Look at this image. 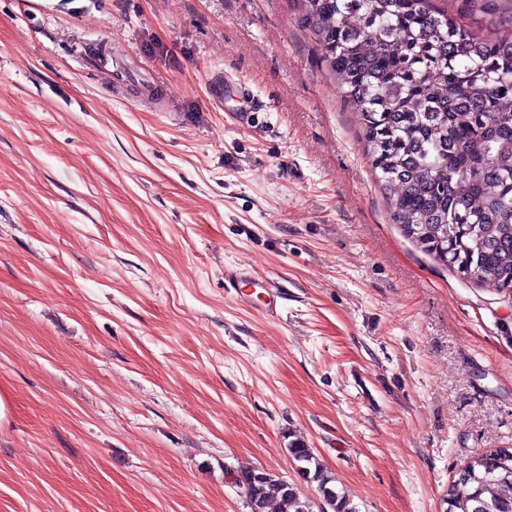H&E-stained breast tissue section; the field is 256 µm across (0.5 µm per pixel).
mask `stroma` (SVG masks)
<instances>
[{
  "instance_id": "35a3bbf8",
  "label": "stroma",
  "mask_w": 512,
  "mask_h": 512,
  "mask_svg": "<svg viewBox=\"0 0 512 512\" xmlns=\"http://www.w3.org/2000/svg\"><path fill=\"white\" fill-rule=\"evenodd\" d=\"M0 394V512L318 500L292 439L357 512H445L512 447V300L392 224L289 0H0ZM225 282L227 288H233L236 292L245 287L263 289L268 297L271 298L268 303L267 312H270L272 315L276 313V301H274V298L277 297L275 294L278 287L274 282L264 279L259 280L253 277L250 271L243 268L229 272L225 277ZM255 468L240 466L231 472L233 484L241 489L245 496L248 512H269L273 500L278 501L280 512H314L311 502L302 500L298 488L288 480L269 473L264 482L254 483L262 481L266 471L260 468L254 475Z\"/></svg>"
}]
</instances>
